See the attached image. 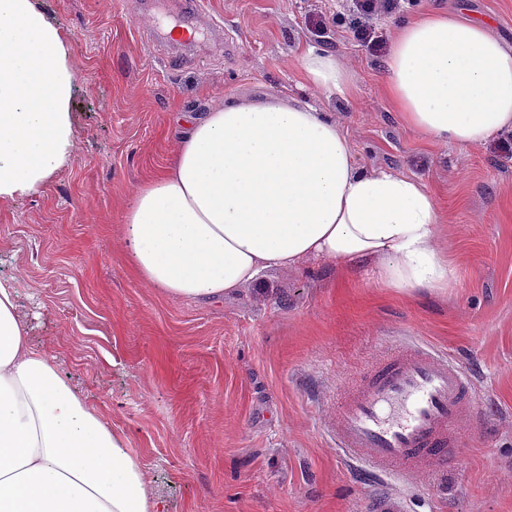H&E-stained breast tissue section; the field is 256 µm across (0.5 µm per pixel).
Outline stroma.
Returning <instances> with one entry per match:
<instances>
[{
  "instance_id": "1",
  "label": "stroma",
  "mask_w": 512,
  "mask_h": 512,
  "mask_svg": "<svg viewBox=\"0 0 512 512\" xmlns=\"http://www.w3.org/2000/svg\"><path fill=\"white\" fill-rule=\"evenodd\" d=\"M239 46L203 39L171 63L155 16L124 0H33L64 36L73 74L70 163L37 192L0 200V275L31 335L138 457L165 512H367L375 485L334 446L336 395L402 338L471 375L446 483L392 488L407 512H512V135L476 148L418 136L394 112L382 64L339 8L310 29L316 0H201ZM445 9L488 24L512 47V0H410L381 18ZM336 53L349 94L313 90L301 57ZM288 94L328 113L367 171L422 181L444 217L448 286L389 288L371 270L330 263L269 270L221 302L175 299L128 271L124 210L174 152L178 113L227 97Z\"/></svg>"
}]
</instances>
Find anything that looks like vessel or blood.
<instances>
[{
  "label": "vessel or blood",
  "instance_id": "obj_1",
  "mask_svg": "<svg viewBox=\"0 0 512 512\" xmlns=\"http://www.w3.org/2000/svg\"><path fill=\"white\" fill-rule=\"evenodd\" d=\"M177 33L184 42L208 31L197 0H183ZM476 404L471 380L457 363L409 345L382 359L370 378L336 405V448L362 474L378 478L444 470L459 446L458 424ZM369 512H406L402 495L380 492Z\"/></svg>",
  "mask_w": 512,
  "mask_h": 512
}]
</instances>
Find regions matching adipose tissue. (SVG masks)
<instances>
[{
  "mask_svg": "<svg viewBox=\"0 0 512 512\" xmlns=\"http://www.w3.org/2000/svg\"><path fill=\"white\" fill-rule=\"evenodd\" d=\"M59 30L32 0H0V199L36 192L72 156L73 75ZM315 89L350 76L325 50L301 58ZM387 98L420 137L462 148L512 133V48L490 26L438 11L398 25ZM172 162L128 204L131 272L185 300H223L273 267L376 266L395 288H444L435 195L359 167L336 121L285 94L182 115ZM0 279V512H161L139 459L36 348Z\"/></svg>",
  "mask_w": 512,
  "mask_h": 512,
  "instance_id": "1",
  "label": "adipose tissue"
}]
</instances>
